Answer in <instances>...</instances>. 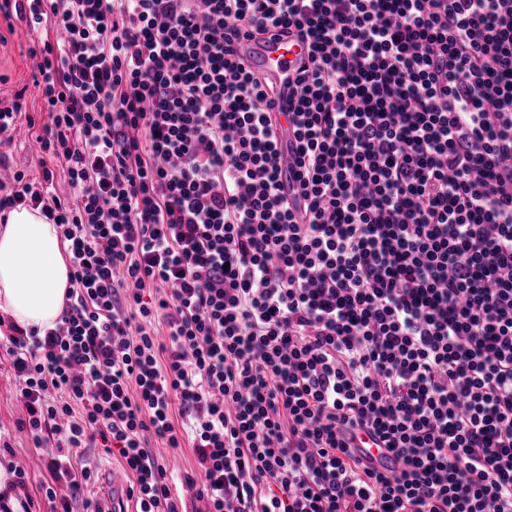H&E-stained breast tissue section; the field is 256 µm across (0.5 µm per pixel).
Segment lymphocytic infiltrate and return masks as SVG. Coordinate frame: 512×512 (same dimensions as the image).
<instances>
[{
  "label": "lymphocytic infiltrate",
  "instance_id": "1",
  "mask_svg": "<svg viewBox=\"0 0 512 512\" xmlns=\"http://www.w3.org/2000/svg\"><path fill=\"white\" fill-rule=\"evenodd\" d=\"M59 165L0 181L67 244L53 327L0 315L45 495L116 447L138 512H512V0H0ZM306 44L279 188L269 92L232 44ZM163 321L166 341L151 325ZM378 436L399 468L353 445ZM152 446L156 455L163 458L170 471L174 470L179 473L182 479L187 474L195 475L196 461L188 443L185 442L182 448H166L162 442L156 441L153 442Z\"/></svg>",
  "mask_w": 512,
  "mask_h": 512
}]
</instances>
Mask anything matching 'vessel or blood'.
Wrapping results in <instances>:
<instances>
[{
    "label": "vessel or blood",
    "instance_id": "b4317fda",
    "mask_svg": "<svg viewBox=\"0 0 512 512\" xmlns=\"http://www.w3.org/2000/svg\"><path fill=\"white\" fill-rule=\"evenodd\" d=\"M233 48L237 55L243 56L250 67L273 86L275 111H290V90L294 75L307 61L305 45L286 40L280 36L278 29L272 28L260 38L236 41Z\"/></svg>",
    "mask_w": 512,
    "mask_h": 512
}]
</instances>
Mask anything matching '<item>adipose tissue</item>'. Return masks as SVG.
I'll return each mask as SVG.
<instances>
[{"label": "adipose tissue", "mask_w": 512, "mask_h": 512, "mask_svg": "<svg viewBox=\"0 0 512 512\" xmlns=\"http://www.w3.org/2000/svg\"><path fill=\"white\" fill-rule=\"evenodd\" d=\"M67 246L40 211L15 207L0 219V313L23 329L53 326L69 283Z\"/></svg>", "instance_id": "obj_1"}]
</instances>
